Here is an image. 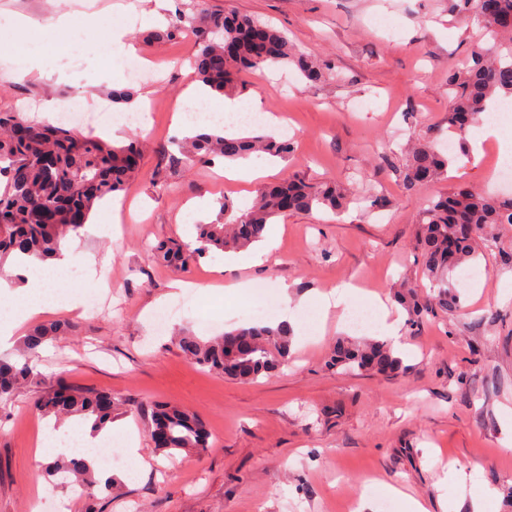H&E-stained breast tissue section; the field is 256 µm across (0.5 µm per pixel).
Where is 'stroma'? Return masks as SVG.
Segmentation results:
<instances>
[{
  "mask_svg": "<svg viewBox=\"0 0 512 512\" xmlns=\"http://www.w3.org/2000/svg\"><path fill=\"white\" fill-rule=\"evenodd\" d=\"M213 8L246 14L287 32L316 64H330L336 78L302 80L292 69L256 68L241 74L242 99L284 118L276 135H288V159L251 158L273 168V183L292 178L331 181L352 195L344 213L294 212L274 219L272 261L231 266L215 254L179 270L156 261L151 245L194 242L197 221L216 220L215 201L250 203L256 182L231 181L217 160L190 170H170L165 156L178 133L192 72L194 38L152 39L165 28L167 12L153 16V0H0V111L48 109L69 93L96 94L132 87L139 128L123 127L142 146L139 173L117 193L129 223L101 225L80 238L81 250L109 259L112 285L100 287L83 266L51 283L60 301L37 316L40 324L72 325L69 336L49 344L37 361L41 385L18 388L0 406V512H354L371 497L372 512H400L393 486L441 512L439 496L458 512H512V226L503 225L496 248L452 275L461 294L455 312L426 315L415 333L404 334L403 371L380 375L329 367L333 346L351 336L338 311L320 318L301 313L287 366L256 382H242L193 365L177 338L207 340L256 322L252 298L231 299L217 285L254 280L262 296H275L284 282L293 297L341 283H363L367 293L394 303L399 278L429 294L413 250L416 220L425 204L465 184L479 192L497 189L488 146L456 144L447 175L407 194L402 170L404 139H426L447 127L448 73L483 41L477 22L462 18L454 0H210ZM71 13L73 26L57 35L68 55L48 57L46 68L64 80H12L17 62L9 49L18 37L10 18L23 14L32 25L25 37L40 52L39 33L53 11ZM95 15L88 25L86 15ZM125 32L151 69L126 82L113 65L123 56L112 46V28ZM385 200L367 209L362 191ZM192 282L193 309L172 318L156 334L149 308L179 296L174 281ZM79 294L82 303L67 310ZM59 381L106 391L122 400V423L137 428L146 469L115 464L111 490L95 499L76 494L61 478L47 476L36 459L47 424L34 407L40 386ZM169 403L197 416L209 432L205 452L157 451L150 438V412Z\"/></svg>",
  "mask_w": 512,
  "mask_h": 512,
  "instance_id": "1",
  "label": "stroma"
}]
</instances>
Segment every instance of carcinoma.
<instances>
[{
  "label": "carcinoma",
  "instance_id": "1",
  "mask_svg": "<svg viewBox=\"0 0 512 512\" xmlns=\"http://www.w3.org/2000/svg\"><path fill=\"white\" fill-rule=\"evenodd\" d=\"M458 10L481 25L493 43L476 45L463 66L448 75L452 94L448 131L461 135L477 122L494 99L512 98V0H457ZM191 30L195 34L194 68L198 80L211 91L226 94L237 88L239 72L265 64H291L306 80L317 82L324 74L300 52L288 36L244 14L226 15L209 0H190L188 9L169 16L155 38H171ZM444 131L411 148L403 178V190L411 194L440 179L448 158L434 145ZM179 151L167 153L171 169L190 168L215 158L236 160L254 154L288 158L291 146L260 130L240 136L223 127H205L182 140ZM140 143L114 146L84 136L62 124L49 125L20 112H0V267L11 254L40 260L51 257L59 241L78 231L95 204L104 196L126 189L139 166ZM346 206L344 192L333 182L291 179L257 189L251 205L243 210L228 200L220 202L219 220L197 225L195 245L160 244L158 260L182 268L214 251L245 249L262 238L270 221L289 211L309 212L315 207L334 212ZM512 224V198L498 199L464 185L447 196L428 202L422 210L414 239L422 275L431 292L421 300L412 286L398 291V302L407 311L410 326L436 310L453 312L460 297L449 272L474 260L483 248L496 244L494 229ZM70 331L64 323L37 325L23 339V361L0 362V402L8 400L22 383L37 384L41 375L32 356L41 345ZM292 332L288 324L242 326L211 341L185 334L179 348L194 365L240 381H253L288 363ZM331 364L346 371L397 373L402 360L393 349L377 340L342 338L336 342ZM114 399L108 393L80 389L65 383L42 392L36 410L55 417H79L95 427L113 419ZM152 425L168 434L156 448L162 451L209 448V434L194 414L171 405L153 409ZM52 476L73 474L82 494L95 498L99 481L83 458L56 460L46 467Z\"/></svg>",
  "mask_w": 512,
  "mask_h": 512
}]
</instances>
